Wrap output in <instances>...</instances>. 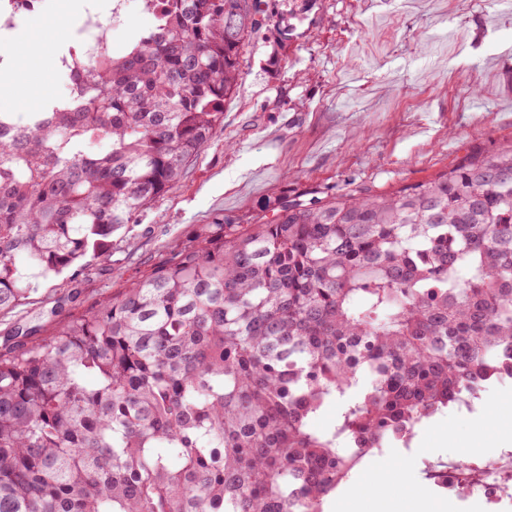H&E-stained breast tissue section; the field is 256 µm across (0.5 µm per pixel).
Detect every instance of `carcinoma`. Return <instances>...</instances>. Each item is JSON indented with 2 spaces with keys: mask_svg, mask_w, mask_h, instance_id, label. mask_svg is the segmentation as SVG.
I'll use <instances>...</instances> for the list:
<instances>
[{
  "mask_svg": "<svg viewBox=\"0 0 512 512\" xmlns=\"http://www.w3.org/2000/svg\"><path fill=\"white\" fill-rule=\"evenodd\" d=\"M288 0H167L72 96L0 112V312L174 189ZM106 140L110 149L97 150ZM512 376V147L219 218L0 355V512H324L366 455ZM336 405L333 426L309 421Z\"/></svg>",
  "mask_w": 512,
  "mask_h": 512,
  "instance_id": "obj_1",
  "label": "carcinoma"
}]
</instances>
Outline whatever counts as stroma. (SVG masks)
<instances>
[{"label":"stroma","instance_id":"stroma-1","mask_svg":"<svg viewBox=\"0 0 512 512\" xmlns=\"http://www.w3.org/2000/svg\"><path fill=\"white\" fill-rule=\"evenodd\" d=\"M85 0H45L23 31L40 45V65L14 61L33 88L28 111L66 91L56 56L83 19ZM293 39L270 68L274 44L255 40L224 104V126L179 186L112 235L109 256L83 275L32 276L22 306L0 312V352L16 332L82 312L218 215L242 220L287 189H343L348 180L378 194L429 178L474 152L512 143V0H297ZM478 84L479 97L464 89ZM499 429L447 409L424 422L416 456L392 448L365 459L350 488L371 470H399L431 489L430 512H485L435 487L431 466L489 447Z\"/></svg>","mask_w":512,"mask_h":512}]
</instances>
